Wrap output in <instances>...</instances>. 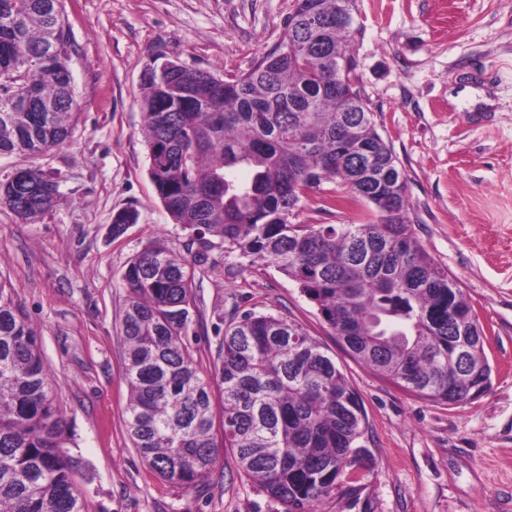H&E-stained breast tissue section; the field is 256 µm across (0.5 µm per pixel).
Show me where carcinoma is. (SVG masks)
I'll list each match as a JSON object with an SVG mask.
<instances>
[{
	"label": "carcinoma",
	"mask_w": 512,
	"mask_h": 512,
	"mask_svg": "<svg viewBox=\"0 0 512 512\" xmlns=\"http://www.w3.org/2000/svg\"><path fill=\"white\" fill-rule=\"evenodd\" d=\"M355 0H295L284 36L241 74L145 71L140 106L149 175L194 255L160 238L124 272L126 426L163 479L193 486L219 448L286 512H312L363 463L366 419L343 373L303 327L248 313L231 321L215 376L184 338L195 265L214 248L273 263L356 359L404 390L456 405L484 394V329L459 281L414 235L406 181L359 76ZM60 0H0V154L39 155L72 138L74 79ZM349 63L336 73V57ZM0 183V204L31 223L60 197L36 168ZM332 180L377 212L368 224H296L307 192ZM137 221L112 218V234ZM0 280V512H87L63 451L66 422L39 333ZM220 398L221 439L214 399Z\"/></svg>",
	"instance_id": "carcinoma-1"
}]
</instances>
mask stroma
I'll return each instance as SVG.
<instances>
[{
	"mask_svg": "<svg viewBox=\"0 0 512 512\" xmlns=\"http://www.w3.org/2000/svg\"><path fill=\"white\" fill-rule=\"evenodd\" d=\"M295 0H61L79 120L38 156L0 155V181L33 167L61 182L36 222L0 205V279L39 332L67 422L64 449L88 512H285L230 451L194 486L162 479L125 426L123 274L151 241L192 256L148 168L139 106L151 62L215 75L246 71L276 45ZM356 54L377 129L402 169L414 233L455 275L486 332L492 385L448 406L354 360L316 306L267 261L212 250L196 271L185 342L202 370L229 319L253 312L303 325L357 392L365 467L347 471L314 512H512V0H356ZM308 192L300 224H363L367 203ZM136 224L113 235L112 217Z\"/></svg>",
	"mask_w": 512,
	"mask_h": 512,
	"instance_id": "obj_1",
	"label": "stroma"
}]
</instances>
